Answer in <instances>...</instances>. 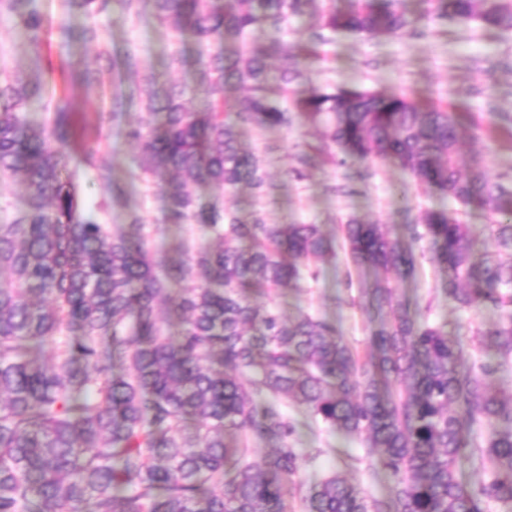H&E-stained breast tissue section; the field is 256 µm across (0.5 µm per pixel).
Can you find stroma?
I'll return each instance as SVG.
<instances>
[{
  "label": "stroma",
  "instance_id": "1",
  "mask_svg": "<svg viewBox=\"0 0 512 512\" xmlns=\"http://www.w3.org/2000/svg\"><path fill=\"white\" fill-rule=\"evenodd\" d=\"M324 51L323 59L316 62L306 59L302 50L289 59V68L301 72L292 85L295 92L333 84L448 106L475 133L463 142L461 166L476 160L491 177L512 179V30L477 23L464 26L449 19L422 21L395 35L339 34L331 37ZM319 140L298 115L286 129H243L242 143L259 152L275 190L260 202L244 191L228 194L225 206L245 217L260 203L272 222H313L330 234L351 218L387 225L397 234L402 225L417 222L425 210H455L448 197L381 159L331 165L317 149ZM305 149L311 162L303 173H295V157ZM345 270L346 257L337 254L335 260L322 264L317 283L278 297L277 303L288 316L303 311L335 321L341 336L364 354L370 329L356 303L358 287L344 283ZM396 293L418 306H431L432 321L445 325L452 335L467 336L475 323L497 317L493 311L458 310L441 295L429 251L421 257L415 278L398 283ZM298 446L324 451L317 464L301 470L300 481L335 473L372 495L388 494L390 481L385 473L371 470L364 462L354 467L344 463L345 455H361L359 441L304 428Z\"/></svg>",
  "mask_w": 512,
  "mask_h": 512
}]
</instances>
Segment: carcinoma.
<instances>
[{"label":"carcinoma","instance_id":"obj_1","mask_svg":"<svg viewBox=\"0 0 512 512\" xmlns=\"http://www.w3.org/2000/svg\"><path fill=\"white\" fill-rule=\"evenodd\" d=\"M320 1L324 33L396 34L422 19L512 29V0H57L54 23L35 0H0L29 41L27 72L0 63V512H284L305 463L325 453L295 447L302 409L310 426L359 437L364 459L390 479L378 498L331 474L299 484L301 512H491L512 503V392L495 388L512 362V185L479 162L464 173L466 136L453 113L404 95L324 85L294 94L300 72L272 86L267 60L288 58V28ZM119 10L153 22L173 71L194 67L191 84L162 81L143 65L133 39L118 45L98 24ZM83 18L73 26L67 19ZM269 30L263 48L247 36ZM197 46L194 61L186 39ZM56 43L68 84L106 94L96 121L79 123L69 98L51 91L42 51ZM91 46L112 73L71 58ZM135 100L139 119L124 136L137 154L117 175L112 122ZM35 103L49 118L29 119ZM298 113L320 130L330 162L377 157L434 186L464 207L491 215L496 250L479 257L474 227L426 210L407 234L349 220L343 247L372 329L362 357L336 325L301 312L285 319L267 293L297 291L336 257L337 240L318 224H275L262 209L246 218L200 188H248L261 199L273 184L262 159L239 141L245 126L286 128ZM91 175L98 200L82 181ZM18 180L22 202L4 201ZM166 201L161 223L198 224L195 247L175 258L151 244L147 211H125L117 232L104 217L126 206L125 184ZM439 267L437 289L463 311L500 312L473 335L488 360L459 365L464 340L429 321L395 293L416 275L423 251ZM236 439L229 446L225 439ZM270 452L255 462L251 446ZM468 456L489 473L479 484L457 469Z\"/></svg>","mask_w":512,"mask_h":512}]
</instances>
